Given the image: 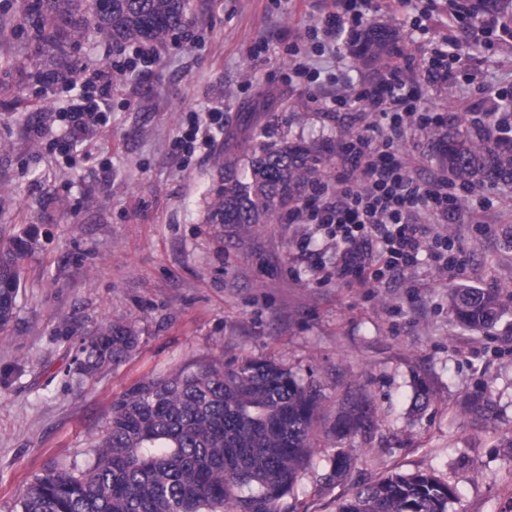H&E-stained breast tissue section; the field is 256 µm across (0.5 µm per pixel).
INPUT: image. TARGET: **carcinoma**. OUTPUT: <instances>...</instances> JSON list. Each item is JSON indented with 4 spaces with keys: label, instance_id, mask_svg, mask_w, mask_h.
I'll list each match as a JSON object with an SVG mask.
<instances>
[{
    "label": "carcinoma",
    "instance_id": "cac0c4a2",
    "mask_svg": "<svg viewBox=\"0 0 512 512\" xmlns=\"http://www.w3.org/2000/svg\"><path fill=\"white\" fill-rule=\"evenodd\" d=\"M189 0H31L27 5L43 46L76 45L88 25L116 44H164L184 31ZM477 13H512V0H479ZM404 50L398 34L370 24L351 39L355 59L381 74ZM483 128L432 132L439 164L464 186L512 183V137L497 113ZM222 187L210 197V224H275L303 200L328 162L302 142L272 144L259 134L245 163L234 154L217 162ZM28 231L0 247V331L9 326L31 248ZM448 306L464 328L485 332L512 317L499 291L467 285L448 289ZM137 336L119 323L100 325L81 348L78 374L92 375L131 355ZM319 390L288 368L247 358L233 368L215 364L149 377L112 402V416L94 445V462L78 473L50 470L35 477L20 512H288L300 470L316 448ZM374 414L351 402L336 415L341 440L371 434ZM352 469L343 451L328 480ZM456 486L416 472L357 485L338 512H448Z\"/></svg>",
    "mask_w": 512,
    "mask_h": 512
}]
</instances>
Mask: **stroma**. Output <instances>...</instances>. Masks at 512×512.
<instances>
[{
  "instance_id": "1",
  "label": "stroma",
  "mask_w": 512,
  "mask_h": 512,
  "mask_svg": "<svg viewBox=\"0 0 512 512\" xmlns=\"http://www.w3.org/2000/svg\"><path fill=\"white\" fill-rule=\"evenodd\" d=\"M393 13L368 0V20L399 28L414 59L411 93L437 111L483 125L482 93L512 95V41L475 45L448 64L447 84L420 75L444 31L442 0H412ZM188 27L161 47L150 75L124 77L108 122L66 145L63 84L39 73L96 66L116 45L88 32L64 53L42 49L21 0H0V241L35 228L24 259L16 314L0 332V512H17L34 477L93 462L112 402L146 377L246 358L283 364L322 393L323 430L311 464L287 503L293 512H336L353 485L391 474L429 472L456 485L448 512H512V330L462 328L448 311L458 284L512 296V184L476 187L461 198L450 235L460 268L443 274L425 247L416 266L361 288L336 277V241L318 224L206 221L221 182L225 146L246 156L257 133L336 146L349 129L332 99L373 73L343 44L315 65L316 93L288 81V49L311 52L320 0H190ZM224 109V132L208 147L173 148L189 110ZM498 223L476 227L480 209ZM134 327L125 362L79 381L80 348L98 324ZM428 402H413L417 388ZM366 397L377 421L343 443L325 434L348 396ZM488 400L472 413L473 396ZM355 459L348 479H327L329 458Z\"/></svg>"
}]
</instances>
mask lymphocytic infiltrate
I'll return each mask as SVG.
<instances>
[{
    "mask_svg": "<svg viewBox=\"0 0 512 512\" xmlns=\"http://www.w3.org/2000/svg\"><path fill=\"white\" fill-rule=\"evenodd\" d=\"M469 18L459 0H448V24L431 50L427 83H447L448 50L457 45ZM365 21L358 0H336L333 10L323 13L320 25L309 27L308 33L330 45ZM113 69L110 63L84 69L81 85L97 86L99 95L83 98L67 112L69 141L84 140L101 124L114 85ZM410 69V55H399L378 82L336 97L337 107H350L351 124L377 118L379 134L347 137L338 150L335 178L315 182L303 204L289 208L286 217L291 224L314 221L331 227L341 247L337 276L367 288L381 283L384 273L397 274L415 263L429 225L451 223L459 211L458 187L447 173L421 178L405 151L413 134L444 130L458 119L457 113L436 111L422 98L405 94Z\"/></svg>",
    "mask_w": 512,
    "mask_h": 512,
    "instance_id": "lymphocytic-infiltrate-1",
    "label": "lymphocytic infiltrate"
}]
</instances>
